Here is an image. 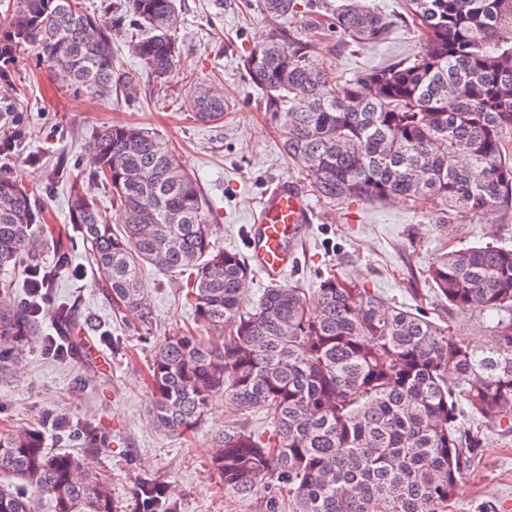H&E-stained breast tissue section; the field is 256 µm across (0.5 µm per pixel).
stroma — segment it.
Masks as SVG:
<instances>
[{"label": "stroma", "mask_w": 512, "mask_h": 512, "mask_svg": "<svg viewBox=\"0 0 512 512\" xmlns=\"http://www.w3.org/2000/svg\"><path fill=\"white\" fill-rule=\"evenodd\" d=\"M246 0H176V36L183 71L158 80L132 55L127 45L138 30L132 23L113 38L116 66L134 75L136 90L114 91L106 99L59 88L52 73L38 65L32 50L21 51L12 81L0 92V141L16 144L0 156L14 178L36 194L41 222L55 231L69 224L70 186L87 182V155L99 126L135 124L165 141L199 180L202 194L218 214L214 238L219 247L247 254L246 232L260 199L278 180L288 178L310 189L311 179L285 157L280 139L285 112H270L260 90L242 66L251 43L276 28L307 34V17L270 19L248 10ZM390 23L386 40L356 50L336 34L322 39L318 50L337 83L391 63L424 47L417 31L401 21L403 0H368ZM206 84L223 93L228 109L220 124L195 120L193 90ZM311 222L296 264L280 283L304 288L313 296L320 275L333 272L358 281L388 302L421 308L430 319H443L451 331L487 338L490 321L478 311L448 309L426 279V271L444 249L476 245L512 247V214L481 218L461 213L455 223H439L437 205L428 198L414 206L395 201L328 203L311 198ZM70 269L50 285L52 302L74 308L81 334L93 353L62 361L47 354L44 343L55 335L48 314L39 318L19 369L0 375V430L39 427L46 413L59 414L69 428L85 424L107 432L103 448H82L52 428L44 430L45 447L68 452L91 474L107 475L113 495L128 499L139 477L169 483L180 497L182 512H258L215 493L209 460L217 438L231 417L222 398H215L206 421L194 436L180 438L155 428L148 415L151 389L148 364L156 346L191 326L174 276L157 269L145 273L146 296L153 312L151 330L122 322L102 283L101 269L81 244L69 249ZM123 340L112 349L106 337ZM465 426L480 428L484 447L459 483L448 512H512V434L464 414Z\"/></svg>", "instance_id": "35a3bbf8"}]
</instances>
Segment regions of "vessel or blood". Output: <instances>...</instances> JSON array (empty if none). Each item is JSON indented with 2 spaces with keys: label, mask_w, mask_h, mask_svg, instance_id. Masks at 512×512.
Masks as SVG:
<instances>
[{
  "label": "vessel or blood",
  "mask_w": 512,
  "mask_h": 512,
  "mask_svg": "<svg viewBox=\"0 0 512 512\" xmlns=\"http://www.w3.org/2000/svg\"><path fill=\"white\" fill-rule=\"evenodd\" d=\"M310 219L311 207L301 186L286 179L276 183L261 200L249 226L254 267L271 279L286 272Z\"/></svg>",
  "instance_id": "1"
}]
</instances>
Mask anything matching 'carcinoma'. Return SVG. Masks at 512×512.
Returning a JSON list of instances; mask_svg holds the SVG:
<instances>
[{
  "mask_svg": "<svg viewBox=\"0 0 512 512\" xmlns=\"http://www.w3.org/2000/svg\"><path fill=\"white\" fill-rule=\"evenodd\" d=\"M0 24V80L16 52L32 49L66 86L108 97L128 89L117 74L112 29L126 14L147 34L129 49L160 85L181 67L174 0H118L112 17L81 0H6ZM309 0H252L286 18ZM407 22L424 49L407 61L365 71L343 85L315 55L330 26L359 48L386 40L389 22L362 0H344L331 22L309 17V37L276 32L243 59L269 110L290 108L283 131L288 157L327 202L431 197L439 223L457 209L491 217L512 211V0H409ZM197 117L224 119V95L195 87ZM92 179L125 214L116 230L95 196L72 186L70 223L101 267L113 310L148 326L143 270L187 274L185 299L196 327L164 339L148 367L149 416L174 436L193 435L211 398L224 395L232 422L210 460L219 492L259 512H446L483 445L460 422V406L512 430V248L443 251L427 277L448 305L497 316L481 343L410 309L390 305L357 282L330 273L309 307L304 289L272 284L245 311L252 275L236 252L213 242L214 217L196 177L167 145L136 126L95 133L87 159ZM32 192L0 173V268L27 267L37 246L62 241L44 231ZM0 287V372L15 369L34 335L37 304L27 309ZM62 332L79 324L58 305ZM261 410L264 430L239 424ZM74 441L103 448L109 435L91 425ZM0 512H181L170 485L140 478L127 502L109 478L79 472L77 458L43 446L38 430L0 431Z\"/></svg>",
  "mask_w": 512,
  "mask_h": 512,
  "instance_id": "cac0c4a2",
  "label": "carcinoma"
}]
</instances>
